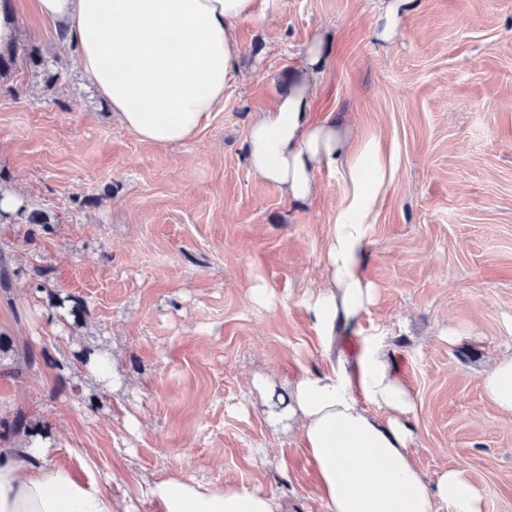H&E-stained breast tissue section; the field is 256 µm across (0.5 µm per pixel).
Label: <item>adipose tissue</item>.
<instances>
[{"mask_svg":"<svg viewBox=\"0 0 512 512\" xmlns=\"http://www.w3.org/2000/svg\"><path fill=\"white\" fill-rule=\"evenodd\" d=\"M38 12L64 30L81 69L113 118L160 146L190 144L224 101L239 75V27L256 17V0H36ZM322 57L309 55L287 92L254 116L247 161L259 178L292 202L318 194L330 168L349 189L322 251L326 277L309 304L320 333L324 369L289 384L288 416L307 449L326 512H484L468 470L454 467L430 479L415 465V400L396 375L381 341L356 357L336 348L375 303L364 273L370 216L392 171L374 143L355 144L350 125L310 117ZM487 399L512 414V354L482 379ZM39 442L0 448V512H137L120 506L93 474L47 466ZM158 512H285L261 486L202 483L176 473L142 492Z\"/></svg>","mask_w":512,"mask_h":512,"instance_id":"adipose-tissue-1","label":"adipose tissue"}]
</instances>
